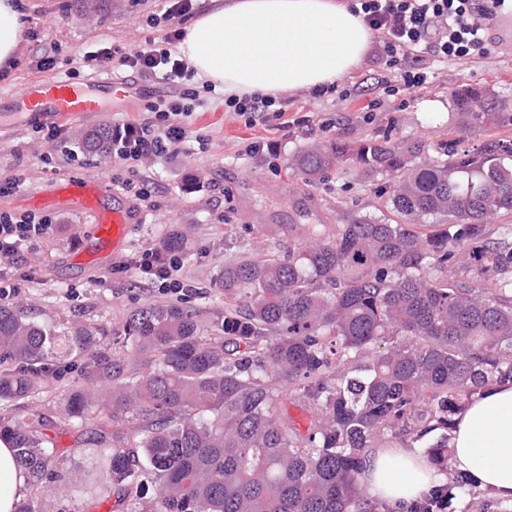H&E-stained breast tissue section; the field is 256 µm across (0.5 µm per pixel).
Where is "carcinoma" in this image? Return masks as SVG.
Returning a JSON list of instances; mask_svg holds the SVG:
<instances>
[{
	"label": "carcinoma",
	"instance_id": "obj_1",
	"mask_svg": "<svg viewBox=\"0 0 512 512\" xmlns=\"http://www.w3.org/2000/svg\"><path fill=\"white\" fill-rule=\"evenodd\" d=\"M478 127L512 100L455 93ZM107 156L112 128L80 132ZM388 138L315 145L291 163L312 183L348 168L386 175L383 211L336 225L288 256L239 257L219 278L232 301L224 335L203 339L176 304L131 315L126 343L145 356L134 369L78 324L56 334L0 304V406L32 399L56 377L57 349L86 360L84 384L65 398L60 425L91 426L112 440L95 480L154 490L137 512H376L358 481L366 448L421 443L448 470V430L465 399L493 379L512 380V227L487 237L489 217L512 213V142L479 151L453 144L448 159ZM426 216L448 219L423 231ZM181 232L161 247L178 254ZM297 389L311 410L305 429L274 411L276 391ZM136 424L134 450L114 423ZM39 485L57 477L54 439L36 422L0 414V440ZM458 475L420 512H452L470 488Z\"/></svg>",
	"mask_w": 512,
	"mask_h": 512
}]
</instances>
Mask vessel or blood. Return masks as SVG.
Listing matches in <instances>:
<instances>
[{
  "label": "vessel or blood",
  "instance_id": "b4317fda",
  "mask_svg": "<svg viewBox=\"0 0 512 512\" xmlns=\"http://www.w3.org/2000/svg\"><path fill=\"white\" fill-rule=\"evenodd\" d=\"M131 85L117 75L95 74L82 80L65 77L30 81L19 97L0 101V128H17L29 122L61 124L88 115L102 114L105 104L130 94ZM110 191L103 181L55 182L52 196L74 211L93 217L91 236L99 243H111L120 254L133 217L130 206L104 209L100 200Z\"/></svg>",
  "mask_w": 512,
  "mask_h": 512
}]
</instances>
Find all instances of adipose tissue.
Here are the masks:
<instances>
[{
  "instance_id": "adipose-tissue-1",
  "label": "adipose tissue",
  "mask_w": 512,
  "mask_h": 512,
  "mask_svg": "<svg viewBox=\"0 0 512 512\" xmlns=\"http://www.w3.org/2000/svg\"><path fill=\"white\" fill-rule=\"evenodd\" d=\"M373 39L347 0H211L180 49L225 94L280 97L336 83L362 64ZM450 448L446 473L415 443L365 449L359 482L392 510L467 472L479 490L512 505V381L489 383L465 401ZM26 487L13 448L0 441V512H13Z\"/></svg>"
}]
</instances>
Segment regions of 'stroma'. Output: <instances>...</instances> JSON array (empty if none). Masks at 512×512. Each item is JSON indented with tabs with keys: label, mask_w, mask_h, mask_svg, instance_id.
I'll use <instances>...</instances> for the list:
<instances>
[{
	"label": "stroma",
	"mask_w": 512,
	"mask_h": 512,
	"mask_svg": "<svg viewBox=\"0 0 512 512\" xmlns=\"http://www.w3.org/2000/svg\"><path fill=\"white\" fill-rule=\"evenodd\" d=\"M21 2L26 12L18 66L0 81V97L6 99L18 95L29 81L43 78L46 73L39 61L46 51L55 53L48 74L79 80L88 74L80 58L90 45L102 42L128 51L144 47L161 33L148 19L162 13L163 0H85L81 10L76 0ZM489 34L493 47L485 57L467 62L430 60L429 89L402 107L388 100L377 111H365V104L378 97L384 75L372 52L345 77L350 100L316 98L307 92L290 95V124L285 128L272 121L248 126L225 112L223 102H205L188 119L192 138L187 146L176 155L144 161L143 174L151 182L155 206L146 212L135 210L120 256H113L111 246L80 242L78 228L92 226L87 217L44 209L54 224L52 234L25 246L15 263L0 267V280L16 289L13 307L59 333L77 322L94 324L118 355H126L122 338L130 315L173 301L136 262L142 252L160 246L170 231L179 229L188 239L187 250L179 257L180 274L193 290L178 302L195 316L202 336L220 335L227 300L218 278L225 263L262 249L286 253L303 245L309 228L331 236L337 225L352 217L377 212L384 176L333 173L307 185L289 166L300 151L318 143L385 136L397 143H419L426 160L440 161L451 139L471 150L498 139L512 140L511 119L475 127L454 100L455 92L464 88L488 98L512 97V30L500 20ZM173 90L163 80L137 78L134 97L110 101L112 118L140 119L150 97ZM435 101L442 103L441 111L429 110ZM101 123L97 116L66 123L65 137L55 142L42 139L31 124L1 132L0 174L21 169L26 177L8 196L0 197V210L28 212L25 198L47 193L60 177L78 182L111 179V158L78 151V132ZM256 140L276 145L277 167L241 153L243 143ZM119 261L126 267L118 272L114 266ZM82 367L79 356L60 361L49 392L11 410L17 419L39 421L44 432L55 437L62 459L59 476L46 487H28L26 496L42 512H129L123 491L116 487H101L94 500L81 495L91 474L88 435L57 427L65 391L83 382Z\"/></svg>",
	"instance_id": "stroma-1"
}]
</instances>
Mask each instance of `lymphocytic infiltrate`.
<instances>
[{"label": "lymphocytic infiltrate", "instance_id": "lymphocytic-infiltrate-1", "mask_svg": "<svg viewBox=\"0 0 512 512\" xmlns=\"http://www.w3.org/2000/svg\"><path fill=\"white\" fill-rule=\"evenodd\" d=\"M164 11L155 16L154 24L163 26V34L145 47L125 51L101 47L85 52L84 67L93 70L128 68L141 76H158L178 85V92L160 95L145 105L146 118L116 122L112 125V155L115 161L137 172L140 161L148 156L173 153L189 135L185 123L203 95H215V85L187 87L194 71L177 46L183 39L179 18L188 15L194 0H164ZM506 0H351V8L378 34V60L382 68L394 76L385 84L391 96L411 99L429 83L426 54L444 59H468L488 52L483 19L501 14ZM288 102L282 98L260 95H230L224 99L225 111L253 125L257 122L281 120ZM52 230L47 219L34 214H15L0 210V263L15 258L22 247L47 238ZM137 265L151 276L164 293L181 295L189 289L179 277L176 259L163 255L161 249L143 253Z\"/></svg>", "mask_w": 512, "mask_h": 512}]
</instances>
